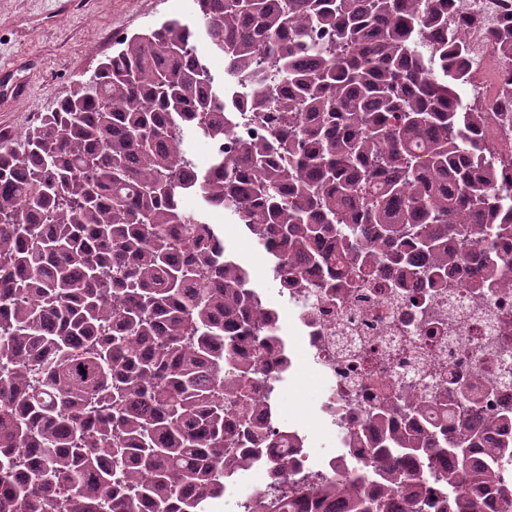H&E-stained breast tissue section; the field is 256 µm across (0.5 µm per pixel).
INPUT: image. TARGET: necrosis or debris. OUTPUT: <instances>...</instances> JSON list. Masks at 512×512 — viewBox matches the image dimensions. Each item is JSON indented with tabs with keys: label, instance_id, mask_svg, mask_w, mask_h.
<instances>
[{
	"label": "necrosis or debris",
	"instance_id": "1",
	"mask_svg": "<svg viewBox=\"0 0 512 512\" xmlns=\"http://www.w3.org/2000/svg\"><path fill=\"white\" fill-rule=\"evenodd\" d=\"M504 8L503 0H460L453 14L479 17L467 30L471 73L460 94L485 110L484 156L507 178L512 119L503 120L496 104L512 83V64L490 49L486 37ZM323 277L322 270H306L304 286L279 289L280 306L270 303L266 289H253L275 319L265 354L267 377L256 387L262 409L253 419L277 433L280 448L300 450L301 469L326 479L362 460L365 443L376 437L370 418L387 396L401 409L409 398L426 397L434 417L451 429L457 426L451 408L462 389L475 399L478 415L512 409L511 288H480L470 271L432 286L384 264L370 281L332 296L320 287ZM306 369L321 381L311 418L361 438L318 462L307 451L308 429L284 425L276 399L285 387L301 392Z\"/></svg>",
	"mask_w": 512,
	"mask_h": 512
}]
</instances>
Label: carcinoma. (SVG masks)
Wrapping results in <instances>:
<instances>
[{"instance_id":"carcinoma-1","label":"carcinoma","mask_w":512,"mask_h":512,"mask_svg":"<svg viewBox=\"0 0 512 512\" xmlns=\"http://www.w3.org/2000/svg\"><path fill=\"white\" fill-rule=\"evenodd\" d=\"M450 0H194L196 23L170 19L120 48L17 146L0 145V512H207L251 452L276 447L251 419L266 341L239 350L234 325L274 331L250 274L201 211L235 217L272 281L325 265L367 281L383 263L430 281L489 254L483 286L512 289V184L482 156L483 110L457 100L470 20ZM224 56L229 85L196 46ZM512 62V8L488 32ZM237 112L267 135L216 151L200 171L187 136L216 145ZM425 400L388 422L335 482L267 460L285 488L339 512H425L445 469L444 512H512V438L471 456L470 432L411 426ZM379 483L377 493L364 490Z\"/></svg>"}]
</instances>
